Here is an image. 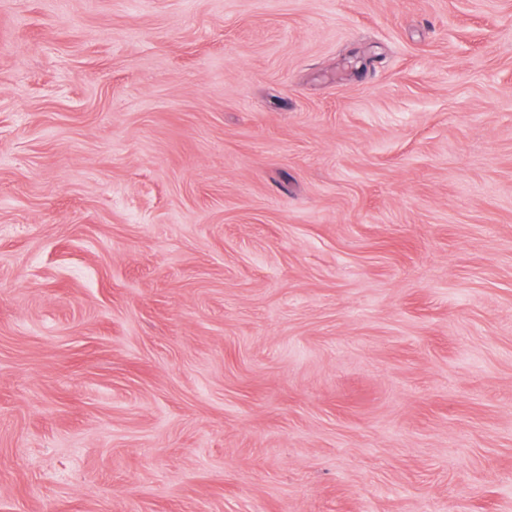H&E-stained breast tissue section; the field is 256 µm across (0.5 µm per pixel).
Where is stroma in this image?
Wrapping results in <instances>:
<instances>
[{
	"label": "stroma",
	"mask_w": 512,
	"mask_h": 512,
	"mask_svg": "<svg viewBox=\"0 0 512 512\" xmlns=\"http://www.w3.org/2000/svg\"><path fill=\"white\" fill-rule=\"evenodd\" d=\"M0 512H512V0H0Z\"/></svg>",
	"instance_id": "35a3bbf8"
}]
</instances>
